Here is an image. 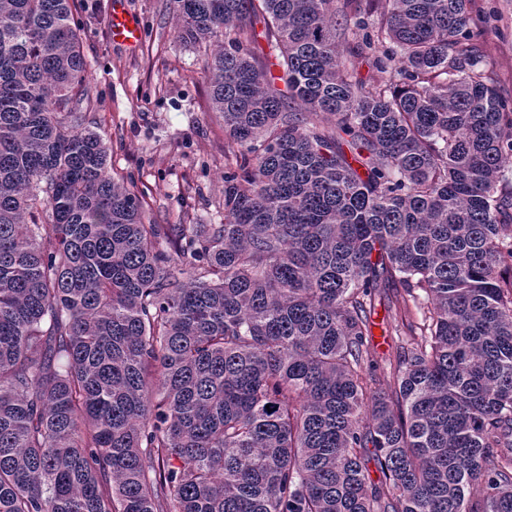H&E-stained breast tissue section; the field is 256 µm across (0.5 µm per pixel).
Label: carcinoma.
I'll return each instance as SVG.
<instances>
[{"label":"carcinoma","mask_w":512,"mask_h":512,"mask_svg":"<svg viewBox=\"0 0 512 512\" xmlns=\"http://www.w3.org/2000/svg\"><path fill=\"white\" fill-rule=\"evenodd\" d=\"M389 2L366 84L336 11L374 0H175L245 153L224 222L151 224L71 0H0V512H512V112L472 0ZM396 286L397 284H387L383 288H379L372 296L374 305L372 320L375 324L371 327L372 347L379 363L378 376L384 380L386 388L387 384L393 381V374L397 369L398 357L402 348L411 347L410 344L414 338L408 328L401 325V317L404 319V323L417 322L420 317L412 306L408 312H404L399 296V292L402 290ZM398 322L400 327L399 332L396 333L395 325Z\"/></svg>","instance_id":"obj_1"}]
</instances>
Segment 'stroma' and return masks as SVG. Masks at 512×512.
<instances>
[{
    "label": "stroma",
    "mask_w": 512,
    "mask_h": 512,
    "mask_svg": "<svg viewBox=\"0 0 512 512\" xmlns=\"http://www.w3.org/2000/svg\"><path fill=\"white\" fill-rule=\"evenodd\" d=\"M143 39L133 49L113 43L111 0H76L91 105L86 123L106 140L117 177L133 185L157 224H218L224 218V173L234 160L224 120L213 112L204 48L181 42L174 0H125ZM472 30L498 93L512 107V0H473ZM372 347L378 374L392 382L413 336L394 284L373 297Z\"/></svg>",
    "instance_id": "obj_1"
}]
</instances>
